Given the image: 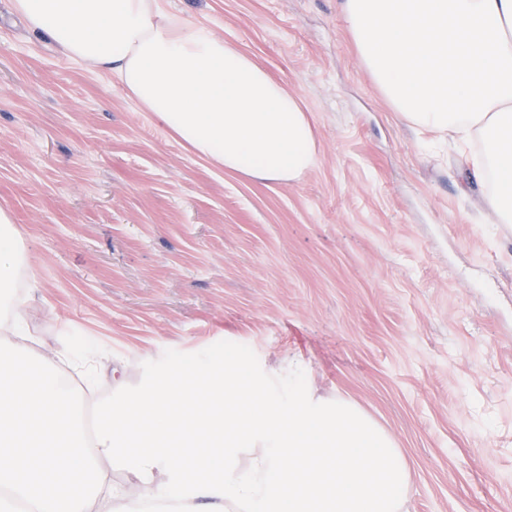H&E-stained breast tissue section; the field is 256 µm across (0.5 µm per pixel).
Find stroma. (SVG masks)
I'll return each mask as SVG.
<instances>
[{"label":"stroma","mask_w":512,"mask_h":512,"mask_svg":"<svg viewBox=\"0 0 512 512\" xmlns=\"http://www.w3.org/2000/svg\"><path fill=\"white\" fill-rule=\"evenodd\" d=\"M299 98L300 180L220 171L0 0V208L31 273L38 347L103 349L96 396L165 350L250 347L394 441L404 512H512V224L453 141L400 119L339 0H161Z\"/></svg>","instance_id":"stroma-1"}]
</instances>
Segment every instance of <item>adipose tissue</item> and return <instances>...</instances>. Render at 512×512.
Returning a JSON list of instances; mask_svg holds the SVG:
<instances>
[{
  "instance_id": "obj_1",
  "label": "adipose tissue",
  "mask_w": 512,
  "mask_h": 512,
  "mask_svg": "<svg viewBox=\"0 0 512 512\" xmlns=\"http://www.w3.org/2000/svg\"><path fill=\"white\" fill-rule=\"evenodd\" d=\"M70 60L127 95L219 170L271 183L314 166L301 101L249 56L159 0H11ZM363 66L410 125L467 148L495 223L512 224V0H341Z\"/></svg>"
}]
</instances>
